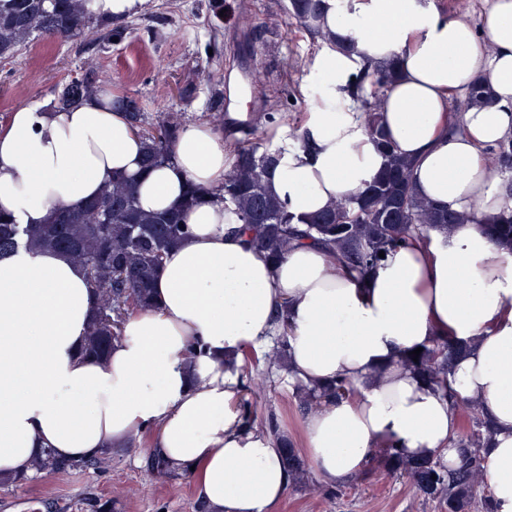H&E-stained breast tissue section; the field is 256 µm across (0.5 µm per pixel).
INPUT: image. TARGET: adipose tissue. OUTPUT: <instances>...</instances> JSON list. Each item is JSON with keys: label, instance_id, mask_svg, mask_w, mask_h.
<instances>
[{"label": "adipose tissue", "instance_id": "1", "mask_svg": "<svg viewBox=\"0 0 512 512\" xmlns=\"http://www.w3.org/2000/svg\"><path fill=\"white\" fill-rule=\"evenodd\" d=\"M320 29L335 38L312 71L322 92L308 102L302 143L284 139L266 177L290 214L355 199L383 168L351 87L364 68L392 60L398 77L382 94V122L415 162L418 195L482 215L512 205L486 155L512 139V0H491L477 26L432 0H326ZM476 80L490 100L454 111ZM111 102L103 89L65 110L15 109L0 126V211L39 224L116 174L134 183L146 212L177 204L187 183L223 186L233 161L211 125L183 126L173 163L147 172L141 137ZM184 221L190 232L165 253L155 282L157 308L125 318L104 364L79 353L94 303L84 270L25 246L0 257V476L30 473L42 448L89 459L150 428L151 454L193 470L212 512H269L289 487L280 448L242 426L235 402L242 349L271 347L286 322L294 383L345 377L358 391L304 419L324 483L347 482L385 440L457 468L453 403L472 399L494 427L484 476L495 512H512L511 250L478 225L456 224L390 250L360 280L310 241L271 263L214 198ZM441 338L467 346L446 394L400 363Z\"/></svg>", "mask_w": 512, "mask_h": 512}]
</instances>
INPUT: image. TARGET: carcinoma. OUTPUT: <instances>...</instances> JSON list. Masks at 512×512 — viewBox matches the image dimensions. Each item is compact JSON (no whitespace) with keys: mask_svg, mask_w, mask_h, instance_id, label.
Segmentation results:
<instances>
[{"mask_svg":"<svg viewBox=\"0 0 512 512\" xmlns=\"http://www.w3.org/2000/svg\"><path fill=\"white\" fill-rule=\"evenodd\" d=\"M91 0H0V59L12 57L15 50L35 38L68 40L84 34L97 16L89 9ZM323 0H289L287 12L301 26L322 14ZM395 76L394 69L380 67L375 80L356 77L352 96L359 104L368 133L386 158V164L355 200L329 206L324 211L293 223L294 217L266 189L264 174L281 159L283 147L254 138V130L245 126L235 145V166L224 182L219 198L224 210L243 224L251 243L273 260L281 259L295 240H311L326 245L336 260L360 276L381 261L379 253L429 238L432 230H446L452 224H476L482 231L512 251V207L485 217L475 212L440 208L419 198L413 189V161L399 153L384 135L380 101L385 85ZM100 78L94 69L60 85L54 107L65 109L96 92ZM113 104L125 112L132 127L144 140V167L150 168L172 158L174 143L181 128L175 117H168L146 129V115L133 96L120 97ZM493 164L512 178V140L498 145ZM215 192L192 185L182 207L190 208ZM188 234L177 211L147 213L139 208L135 187L123 178L112 181L94 199L71 208L55 210L42 224L22 226L0 216V254L20 244L39 251H52L79 262L93 288L97 303L90 322L84 355L97 360L108 357L112 342L119 339L126 307L149 310L156 306L152 291L164 254ZM461 348L448 339L439 340L420 353L418 361L405 358L421 381L431 389L448 393L449 372ZM296 397L306 409L317 408L325 399L352 400L354 386L338 379L324 387H297ZM241 422L256 426L251 402L240 396L236 403ZM469 427L459 437L464 462L450 470L432 457L408 459L393 444L377 448L368 467L352 478L363 482L371 473L383 470L407 476L428 500L442 512H494L489 490L482 484L483 449L492 434L490 422L469 402ZM261 430L284 448L283 463L291 477V486L310 482L304 459L283 441L278 424L270 416ZM105 456L90 460H67L47 449L32 461L35 474L44 477L87 468L102 462Z\"/></svg>","mask_w":512,"mask_h":512,"instance_id":"carcinoma-1","label":"carcinoma"}]
</instances>
